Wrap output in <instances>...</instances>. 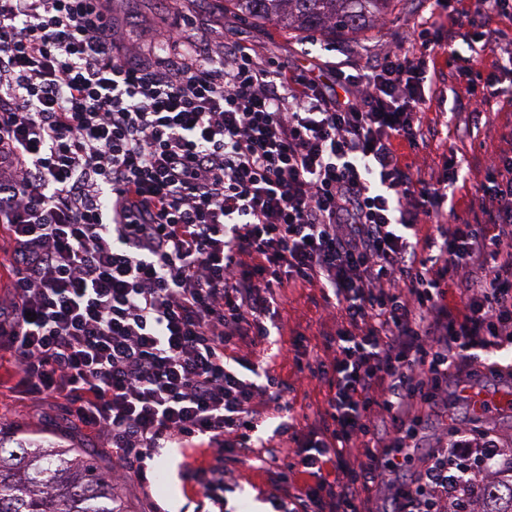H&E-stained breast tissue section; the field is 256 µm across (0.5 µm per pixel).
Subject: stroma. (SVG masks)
I'll list each match as a JSON object with an SVG mask.
<instances>
[{
	"instance_id": "1",
	"label": "stroma",
	"mask_w": 512,
	"mask_h": 512,
	"mask_svg": "<svg viewBox=\"0 0 512 512\" xmlns=\"http://www.w3.org/2000/svg\"><path fill=\"white\" fill-rule=\"evenodd\" d=\"M110 6L114 23L122 29L126 40L140 50L151 48L159 28L174 24L183 14H198L206 24L205 35L232 34L266 58L292 68L309 67L321 59L367 66L385 44L405 36L413 24L429 13L426 0H394L375 29L353 39L333 40L318 33L309 39L270 23L246 19L225 5L224 0H110ZM438 63L442 74L433 84L435 93L424 119L441 129L455 98L463 95L465 82L457 78L447 55H440ZM511 130L512 73L505 71L499 73L494 92L483 103L479 121L466 134L440 136L421 148V178L439 175L445 158L450 156L465 181L463 187L456 189L454 208L445 212V221L471 218V203L483 178L485 160L502 147V134ZM275 324L268 342L256 346L241 342L226 350L227 356L263 364L271 376L292 387L288 395L290 411L266 410L253 436L254 448L245 455L232 453L227 467L233 478L224 491L229 512H254L257 502L263 504V512H275L277 492L271 472L276 459L294 453L287 427L313 422L326 407L327 382L300 370L307 355L322 354L323 334L334 328L324 315L320 288L306 285L281 290ZM466 384L493 397L503 387L512 385V378L494 373L475 377L467 369L452 375L448 380L447 402L440 406L438 414L425 418L417 427L416 446L409 449V458L398 471L400 480L410 479L421 457L433 446L435 431L443 426L452 432L470 434L479 429L493 435L500 445H512V410L497 409L485 415L482 427H475L469 405L460 396ZM0 427L22 437L52 440L79 449L103 471L112 469L107 449L88 431L76 426L57 404L17 394L8 414L0 420ZM199 457L208 462L213 459L211 453L199 448L162 449L155 462L149 463L146 481L132 477L113 486L112 492L127 512H209L210 503L201 500L196 487L182 477L183 462Z\"/></svg>"
}]
</instances>
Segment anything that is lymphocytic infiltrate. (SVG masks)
I'll return each mask as SVG.
<instances>
[{
    "label": "lymphocytic infiltrate",
    "mask_w": 512,
    "mask_h": 512,
    "mask_svg": "<svg viewBox=\"0 0 512 512\" xmlns=\"http://www.w3.org/2000/svg\"><path fill=\"white\" fill-rule=\"evenodd\" d=\"M107 2L0 0V362L16 389L141 481L159 449L212 448L182 476L222 505L225 449L290 408L288 386L224 349L269 336L278 289L316 284L338 308L308 367L330 394L292 431L282 512H375L381 492L395 512H481L512 450L442 435L401 485L387 451L413 447L461 364L512 347V154L490 158L470 223L441 221L453 162L418 176L437 47L478 15L505 38L512 0H433L411 45L364 69H291L232 36L198 43L191 21L141 52Z\"/></svg>",
    "instance_id": "f902f5d3"
}]
</instances>
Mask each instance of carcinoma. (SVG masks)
Segmentation results:
<instances>
[{
  "mask_svg": "<svg viewBox=\"0 0 512 512\" xmlns=\"http://www.w3.org/2000/svg\"><path fill=\"white\" fill-rule=\"evenodd\" d=\"M393 0H224L243 17L287 31L356 36ZM493 512H512V474L495 486ZM0 512H124L112 484L74 448L0 430Z\"/></svg>",
  "mask_w": 512,
  "mask_h": 512,
  "instance_id": "cac0c4a2",
  "label": "carcinoma"
}]
</instances>
